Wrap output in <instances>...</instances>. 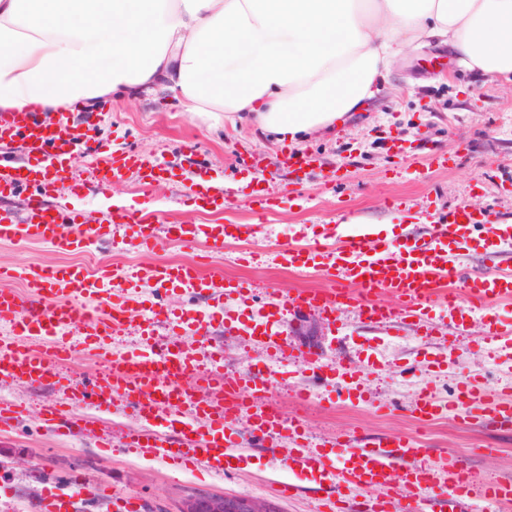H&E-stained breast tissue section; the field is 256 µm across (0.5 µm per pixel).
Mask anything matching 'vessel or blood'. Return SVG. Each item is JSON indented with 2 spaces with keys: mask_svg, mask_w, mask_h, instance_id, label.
Returning <instances> with one entry per match:
<instances>
[{
  "mask_svg": "<svg viewBox=\"0 0 512 512\" xmlns=\"http://www.w3.org/2000/svg\"><path fill=\"white\" fill-rule=\"evenodd\" d=\"M91 137V129L76 125L70 112L0 113V143L22 141L39 157L29 166L0 159L1 243H38L62 254L84 252L121 224L134 230L138 246L158 245L153 226L159 217L154 213L112 210L91 224L77 210L51 205L58 182L80 164L91 167L101 188L131 173L147 188L162 180L164 160L114 151L101 161L80 150ZM28 186L35 192L24 210L7 207V200ZM189 191L205 206L224 195L222 188L204 179L192 182ZM251 231L248 224L170 227L174 240L205 243L213 254L223 252L225 238L247 237ZM489 245L511 248L512 224L494 222L491 211L465 204L438 213L425 237L398 245L371 237L365 229L333 243L291 244L280 252L282 264L319 272L327 288L278 292L262 323L235 317L224 331L232 337L258 338L266 360L299 361L313 372L336 373L345 379L349 399L368 404L372 398L358 370L341 358L333 364L324 362L317 348L294 349L279 335L281 322L289 313L310 310L332 323L351 306L370 323L393 327L411 318L417 330L433 335L435 325L424 305L447 284H459L467 301L480 308L512 296L511 267L475 276L463 264L465 254ZM6 277L1 271L0 380L51 383L63 399L43 406L41 414L65 434H72L84 420L87 406L107 408L119 398L143 422L129 440L133 451L173 466L201 463L221 474L237 470L241 458L236 439L227 436L224 427L245 412L252 434L278 443L289 467L302 473L315 491L324 492L328 512H352L357 493L363 491L371 494L368 512H461L469 498L483 501L487 512L512 506V480L476 482L458 455H432L406 437L384 436L369 448L336 442L325 453L302 447V422L286 419L265 403L268 380L263 372L245 379L226 372L222 358L206 360L183 347L165 350L153 340L152 322L174 316V309L146 304L136 284L120 279L111 266L90 271L77 264H31L23 272L20 290L6 284ZM139 278L164 291L190 293L218 305L229 299L243 305L254 294L253 284L204 275L194 264L150 263L141 267ZM135 313L141 316L142 348L127 354L110 352V337ZM75 334L105 362L87 388L74 385L62 373L72 358L70 338ZM458 392L466 418L512 424V400L503 393L487 401L475 397L465 382L459 383ZM445 409L433 393L424 392L412 412L427 421Z\"/></svg>",
  "mask_w": 512,
  "mask_h": 512,
  "instance_id": "obj_1",
  "label": "vessel or blood"
}]
</instances>
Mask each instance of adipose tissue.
<instances>
[{
  "instance_id": "obj_1",
  "label": "adipose tissue",
  "mask_w": 512,
  "mask_h": 512,
  "mask_svg": "<svg viewBox=\"0 0 512 512\" xmlns=\"http://www.w3.org/2000/svg\"><path fill=\"white\" fill-rule=\"evenodd\" d=\"M433 43L512 76V0H0V108L52 113L141 87L292 141Z\"/></svg>"
}]
</instances>
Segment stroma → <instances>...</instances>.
<instances>
[{
	"label": "stroma",
	"mask_w": 512,
	"mask_h": 512,
	"mask_svg": "<svg viewBox=\"0 0 512 512\" xmlns=\"http://www.w3.org/2000/svg\"><path fill=\"white\" fill-rule=\"evenodd\" d=\"M95 134L84 150L99 156L122 150L149 158H166L169 170L152 192H143L136 177L101 189L85 170L74 178L78 191L59 186L52 204L74 208L88 222L118 206H144L159 213L156 234L161 245L148 250L129 233L116 229L110 244L93 251L64 255L41 244H1L0 268L64 263L94 268L108 262L135 275L142 265L190 262L211 275L251 282L256 295L247 314L261 319L268 296L282 289H319L327 282L318 272L280 265L281 245L294 241L328 243L357 224L382 229L383 239L403 241L423 235L430 216L459 203L491 210L512 224V83L506 84L464 68L447 46L436 44L407 52L382 90L357 110L345 113L331 128L305 141L277 142L248 123L216 125L185 112L178 100L154 99L147 90L127 93L105 108L71 105ZM193 147L196 165L187 168L184 147ZM265 160V188L256 190L248 167L250 152ZM316 154L319 168L290 177L285 153ZM218 176L227 190L224 206L199 208L187 191L194 173ZM268 200L265 211L255 193ZM178 224H250L247 241H228L224 252L206 258L201 246L169 241L166 226ZM171 307L187 315L208 309L207 333L184 337L199 352L224 356L227 369L250 377L257 349L245 337L224 333L233 302L209 306L205 301L170 296ZM512 325V298L481 309H468L467 336L417 335L412 322L389 329L373 326L356 311L327 323L318 314L289 316L284 336L298 346L323 348L328 361L348 359L367 381L374 405L340 397L339 378L314 377L301 364L280 368L271 376L267 400L285 417L305 426L306 447L320 448L336 439H356L370 446L396 434L418 439L433 451L464 458L476 481L512 479V425L476 424L454 408L455 388L465 381L490 392L512 378V352L484 338V322ZM449 403L445 415L420 423L411 407L422 390ZM307 400H300L301 391ZM51 386L21 380L0 381V401L26 406L29 413L0 433V512H35L44 489L70 496L83 492L89 512H109L112 493L139 499L145 512H180L186 500L212 494L243 495L271 502L278 512H321L320 493L303 488V479L286 458L267 447H254L236 473L221 477L204 465L174 468L161 459L127 451L128 433L140 421L123 401L94 410L79 436L57 435L40 410L53 402ZM112 447L99 448L103 431ZM300 485L299 494L282 497L280 484Z\"/></svg>",
	"instance_id": "obj_1"
}]
</instances>
